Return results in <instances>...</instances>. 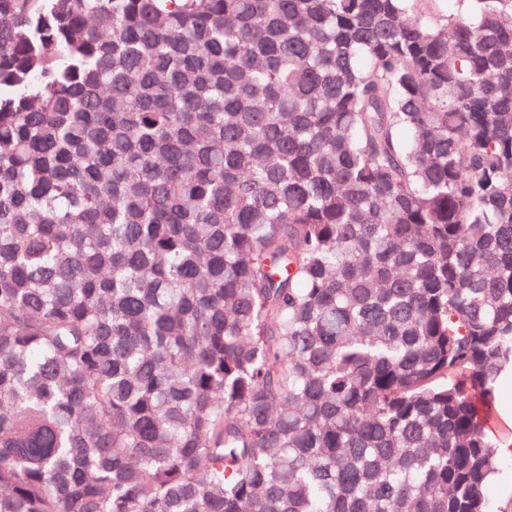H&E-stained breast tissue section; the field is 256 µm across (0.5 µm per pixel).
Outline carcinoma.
<instances>
[{
  "mask_svg": "<svg viewBox=\"0 0 512 512\" xmlns=\"http://www.w3.org/2000/svg\"><path fill=\"white\" fill-rule=\"evenodd\" d=\"M0 0V512H488L512 0Z\"/></svg>",
  "mask_w": 512,
  "mask_h": 512,
  "instance_id": "obj_1",
  "label": "carcinoma"
}]
</instances>
